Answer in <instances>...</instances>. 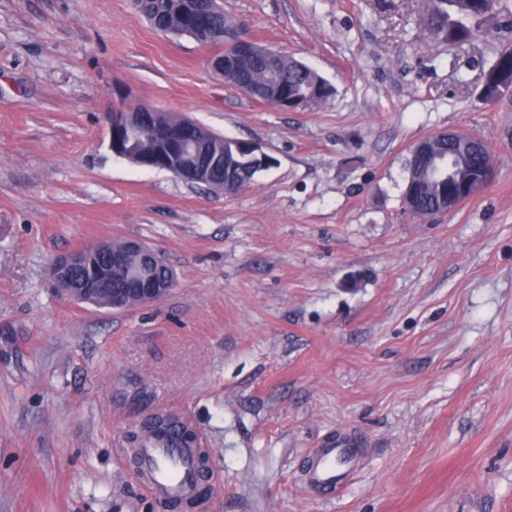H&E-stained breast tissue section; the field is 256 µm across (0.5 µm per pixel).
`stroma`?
Masks as SVG:
<instances>
[{"label":"stroma","mask_w":512,"mask_h":512,"mask_svg":"<svg viewBox=\"0 0 512 512\" xmlns=\"http://www.w3.org/2000/svg\"><path fill=\"white\" fill-rule=\"evenodd\" d=\"M314 69L324 106L274 108L132 0H0V512H163L128 437L167 410L210 448L207 512H512V96L494 37L457 47L430 0H218ZM183 113L273 159L232 196L109 148L120 102ZM482 139L492 182L422 221L420 138ZM139 239L176 285L124 310L62 297L59 254ZM368 442L336 494L302 465ZM482 70H487L484 72L483 77L487 73L498 72L503 76L509 77L508 81L503 83L505 89L507 90V94L511 93V85H512V46L504 47L499 50L496 55L483 63Z\"/></svg>","instance_id":"1"}]
</instances>
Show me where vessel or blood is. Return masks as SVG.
I'll return each instance as SVG.
<instances>
[{"label":"vessel or blood","instance_id":"obj_1","mask_svg":"<svg viewBox=\"0 0 512 512\" xmlns=\"http://www.w3.org/2000/svg\"><path fill=\"white\" fill-rule=\"evenodd\" d=\"M359 441L342 434L323 441L307 460L306 484L318 491H332L345 480L354 462ZM142 459L139 480L145 490L160 500H176L195 494L193 451L178 448L156 438L145 440L139 450Z\"/></svg>","mask_w":512,"mask_h":512}]
</instances>
